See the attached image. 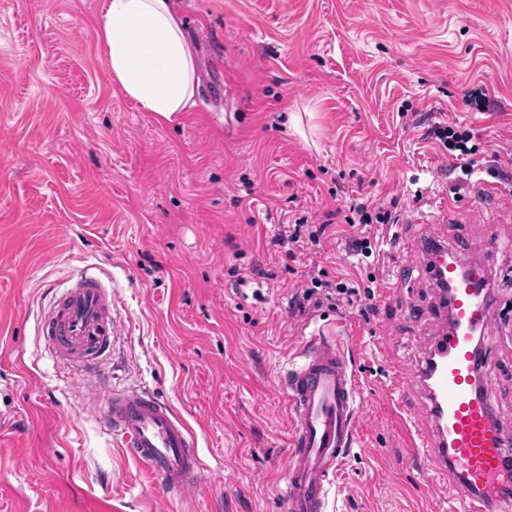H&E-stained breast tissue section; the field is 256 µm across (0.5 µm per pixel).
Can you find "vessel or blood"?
<instances>
[{"instance_id":"vessel-or-blood-1","label":"vessel or blood","mask_w":512,"mask_h":512,"mask_svg":"<svg viewBox=\"0 0 512 512\" xmlns=\"http://www.w3.org/2000/svg\"><path fill=\"white\" fill-rule=\"evenodd\" d=\"M432 280L451 288L446 348L435 361H421L389 387L406 398L421 385L431 404L430 435L414 432V460L447 472L455 489L451 512H512L503 476L512 466V438L500 412L481 390L477 368L488 360L476 339L493 322L485 258L456 242L450 258L428 268ZM40 332L55 358L79 369L90 399L103 409V423L155 477L168 497L193 496L205 481L199 441L176 410L145 388L101 390L92 374L112 351L120 324L112 283L82 273L40 318ZM293 417L283 497L287 512H326L328 495L354 446L362 401L357 375L340 343L311 334L279 382Z\"/></svg>"}]
</instances>
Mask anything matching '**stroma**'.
Segmentation results:
<instances>
[{
    "mask_svg": "<svg viewBox=\"0 0 512 512\" xmlns=\"http://www.w3.org/2000/svg\"><path fill=\"white\" fill-rule=\"evenodd\" d=\"M102 2L0 0V512H286L279 380L306 326L356 334L363 413L329 512H440L448 477L410 465L402 423L430 402L415 390L403 407L383 387L439 335L422 238L512 240V0H172L196 94L167 124L114 85ZM478 85L483 110L464 101ZM440 123L470 132L471 171L432 137ZM483 182L503 191L473 202ZM355 191L411 222L373 225L362 261L343 223L321 246L281 245L295 217ZM449 196L471 204L446 212ZM486 260L482 376L512 427V251ZM89 268L111 277L124 326L100 383L145 386L187 420L207 475L194 498L158 493L38 334ZM321 269L375 274L374 317L293 308Z\"/></svg>",
    "mask_w": 512,
    "mask_h": 512,
    "instance_id": "stroma-1",
    "label": "stroma"
}]
</instances>
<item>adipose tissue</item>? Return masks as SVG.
<instances>
[{
    "mask_svg": "<svg viewBox=\"0 0 512 512\" xmlns=\"http://www.w3.org/2000/svg\"><path fill=\"white\" fill-rule=\"evenodd\" d=\"M99 40L114 81L158 120L193 106L192 50L171 0H106Z\"/></svg>",
    "mask_w": 512,
    "mask_h": 512,
    "instance_id": "adipose-tissue-1",
    "label": "adipose tissue"
}]
</instances>
